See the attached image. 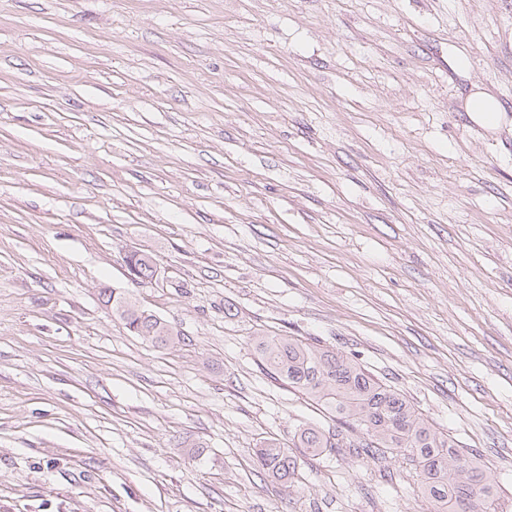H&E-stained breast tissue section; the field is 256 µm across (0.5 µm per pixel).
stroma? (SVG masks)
I'll return each instance as SVG.
<instances>
[{"label": "stroma", "mask_w": 512, "mask_h": 512, "mask_svg": "<svg viewBox=\"0 0 512 512\" xmlns=\"http://www.w3.org/2000/svg\"><path fill=\"white\" fill-rule=\"evenodd\" d=\"M265 336L356 361L512 504V0H0V512H430ZM307 424L339 448L272 481L254 448ZM467 112L474 121L494 128L499 125L503 110L498 100L482 90H477L469 98ZM100 296L105 304L112 301V314L128 331L153 346H167L178 336V332L169 323L142 310L135 302L128 303V298L116 295L114 290L102 288Z\"/></svg>", "instance_id": "1"}]
</instances>
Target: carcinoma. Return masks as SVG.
Wrapping results in <instances>:
<instances>
[{"mask_svg":"<svg viewBox=\"0 0 512 512\" xmlns=\"http://www.w3.org/2000/svg\"><path fill=\"white\" fill-rule=\"evenodd\" d=\"M112 314L134 335L155 347L169 345L178 332L166 321L101 289ZM266 366L291 387L323 402L351 430L361 429L362 458L399 456L415 467L420 490L434 512H499L495 472L474 454L461 451L437 431L401 394L376 381L355 361L286 336H266L259 343ZM294 445L319 454L337 448L332 435L316 426L296 430ZM260 469L275 481H288L298 468L288 445L269 439L255 450Z\"/></svg>","mask_w":512,"mask_h":512,"instance_id":"1","label":"carcinoma"}]
</instances>
